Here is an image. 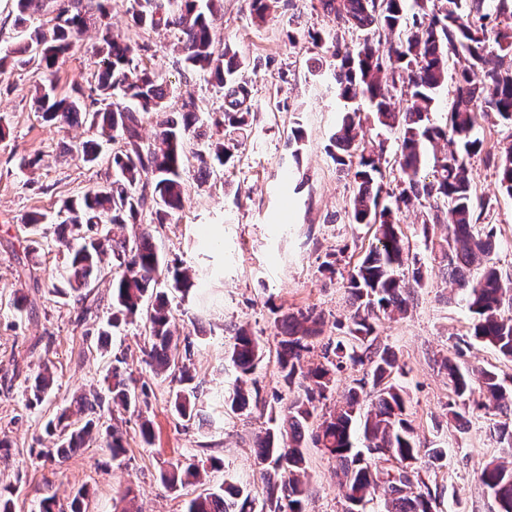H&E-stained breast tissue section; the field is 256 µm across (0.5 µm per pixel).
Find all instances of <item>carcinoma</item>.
<instances>
[{
	"label": "carcinoma",
	"instance_id": "carcinoma-1",
	"mask_svg": "<svg viewBox=\"0 0 512 512\" xmlns=\"http://www.w3.org/2000/svg\"><path fill=\"white\" fill-rule=\"evenodd\" d=\"M318 0L322 13L334 17L339 29L367 31L370 37L351 48L339 35L332 36L334 56L339 60L333 79L344 100L368 99L376 123L399 131L401 136L400 191L395 204L405 207L422 198H434L426 214L422 235L429 239L434 228L447 230L437 242L448 282L466 302L472 314L471 336L512 358L511 277L489 263L496 233L490 224L491 202L474 201L468 158L485 152L487 162L499 169L501 189L512 196V143L497 150H484L475 136L478 119L491 115L512 122V0H497L494 13L485 0ZM44 7L43 0H16L15 25L18 44L0 56V73L8 62L34 65L42 83L35 88L36 110L47 122L58 125L84 124L100 137L120 138L112 155V181L65 203L61 224L70 236L56 239L67 251L68 291L75 295L84 316H93L97 299L94 289L104 264L115 266L111 274L112 315L97 331L137 318L144 323L146 363L156 375L178 384L170 399L174 414L190 421L198 416L196 401L200 386L194 384L190 368L193 341L180 331L169 308L167 292L158 287L166 274L169 286L186 296L202 277L178 266H162L150 234L131 240L105 232L94 241L86 233L100 225L122 226L136 221L148 209L158 224L184 207V141L188 135L202 138L194 100L183 101L181 111H165L166 86L148 68L134 63L137 48L112 33L106 22L105 0H55L47 26H27L29 14ZM223 0H131L127 13L136 28H164L177 33L178 63L190 72H207L224 89L222 119L216 125L231 136L208 141L199 151L200 170L213 163L226 164L241 146L248 126L250 89L243 76L244 63L235 51L217 52L212 25ZM97 33L99 69L94 75L92 95L62 94L56 80L65 56L84 31ZM381 32L397 38L396 46L383 56L373 46V35ZM458 56L455 68L453 106L443 125L429 123V114L448 77L449 55ZM400 90L404 105L397 106L394 90ZM156 118L157 131L149 143L140 129L143 116ZM362 127L359 109L345 111L341 125L331 138V157L339 167L354 168L356 190L348 214L353 224L376 226L374 243L360 263L348 273L347 288L353 312L343 336L324 335V318L313 308L288 312L275 318L276 361L290 397L285 416L274 427L255 436L253 455L260 470L262 493L251 494L241 486H219L188 500L185 512H306L312 490L306 477L308 458L303 444L311 430L314 447L336 462L343 496L342 512H365L375 499L382 512H438L437 494L422 479L416 463L420 448L407 418L408 393L397 381L401 367L394 351L378 341L377 321L382 316L407 314L411 289L423 284L421 261L410 252L392 208L384 203L381 155L359 140ZM440 146L442 156L432 176L421 175L428 147ZM359 155L357 166L352 158ZM484 265L476 280L469 272ZM320 351L317 364L307 357ZM259 339L238 327L225 349L237 376L224 398L228 412H245L260 390L244 388L264 358ZM365 366L369 379L355 380L344 400L325 410L336 385V374L345 365ZM452 398L448 422L462 420L474 407L496 417L492 423L497 443L512 447V387L504 385L492 369L462 367L446 362ZM311 380L313 385L304 384ZM371 382V399L360 397ZM133 379L118 368L108 377L107 394H80L58 409L46 431L57 436L56 446L43 448L39 457L62 463L85 444L92 432H100V420L140 406ZM53 373L43 366L34 377L28 405L36 406L51 393ZM103 445L112 458L126 452L118 426L105 428ZM428 465L441 466L448 449L424 450ZM382 457L390 468H377L373 459ZM161 484L178 490L198 479L194 463H171L160 470ZM480 483L495 500L498 512H512V467L496 459L485 461L478 473ZM39 512H89L86 493L78 490L67 508L56 495L44 497Z\"/></svg>",
	"mask_w": 512,
	"mask_h": 512
}]
</instances>
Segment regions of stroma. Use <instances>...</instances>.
I'll return each mask as SVG.
<instances>
[{
	"instance_id": "stroma-1",
	"label": "stroma",
	"mask_w": 512,
	"mask_h": 512,
	"mask_svg": "<svg viewBox=\"0 0 512 512\" xmlns=\"http://www.w3.org/2000/svg\"><path fill=\"white\" fill-rule=\"evenodd\" d=\"M314 0H279L265 19H258L252 0H224L214 22L216 49L231 46L245 64L251 91L252 125L228 166L200 172L195 155L203 143L185 142L186 201L166 223H154L143 212L125 225L122 236L148 231L169 263L193 272H207L205 288L188 297L170 292L180 329L194 342L193 373L202 392L200 412L210 426L185 422L170 411L172 383L157 376L143 360L141 322L121 324L107 348L97 346V327L107 321L112 306L111 281L94 290L95 317L83 318L74 298L51 293L52 283L68 273L67 253L58 249L62 228L57 212L64 201L105 184L112 176L109 161L117 144L102 141L97 163L70 154L71 145L87 139L85 126L45 122L33 105L36 76L31 67L0 75V439L11 443L8 458H0V489L16 494L15 512H37L41 498L56 494L67 503L72 491H87L90 512H115L122 496L133 498L139 512H183L196 494L234 478L253 493L262 485L251 453L255 435L269 425L271 410H284L288 390L276 363V313L308 306L324 316V333L343 335L352 307L346 292L349 271L373 241L369 224H352L347 213L354 194L351 172L342 170L328 152L330 138L348 104L338 97L330 74L337 66L331 42L313 44L307 31L340 32L345 43L362 39L359 32L337 30L333 18L318 13ZM128 0H110L108 20L113 33L142 49L139 62L155 71L167 85L166 109L179 111L193 99L208 134L224 105L221 89L201 73L186 74L173 50V33L130 27ZM95 30L79 36L58 74L62 92L89 90L99 59L93 46ZM365 137L380 144L386 191H398L399 133L378 128L367 103H360ZM39 156L32 169L20 168L21 158ZM469 167L479 197L491 200V221L497 246L492 255L500 270L512 272V197L499 185L496 168L484 155ZM430 199L396 210L413 252L424 270L406 316L384 318L377 325L381 343L395 351L406 370L402 379L410 400L407 415L419 448L445 444L443 468H430L419 459L421 476L442 493L444 512H497L477 473L487 459L512 461V448L491 437L487 417L470 415L463 430L447 424L451 394L442 367L446 357L463 366L496 370L512 386V361L475 341L471 314L460 296L451 292L444 270L425 241L420 225ZM41 213L40 243L29 248L27 215ZM336 256L335 272L323 264ZM35 271L36 283L18 281V264ZM24 294L25 311L13 300ZM246 328L265 346L255 379L260 401L240 415H225L224 394L235 378L225 359L233 328ZM52 365L55 385L43 405L27 408L28 388L42 364ZM131 374L147 401L142 413L121 412L117 424L126 453L112 458L98 439L88 440L62 464L40 459V449L52 447L47 421L71 398L90 389L103 390L113 366ZM153 425L152 443L140 434L142 418ZM222 465L209 467V456ZM308 479L315 493L307 512H341L336 463L316 448H308ZM192 460L202 464L199 482L171 492L159 483L169 463Z\"/></svg>"
}]
</instances>
